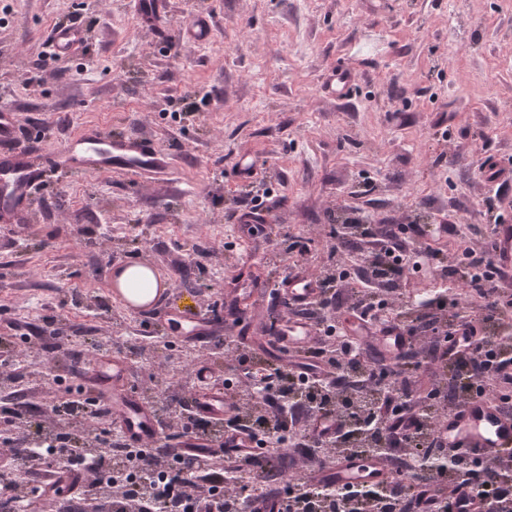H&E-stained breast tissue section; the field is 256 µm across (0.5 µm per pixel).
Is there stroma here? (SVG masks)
Instances as JSON below:
<instances>
[{
    "label": "stroma",
    "instance_id": "obj_1",
    "mask_svg": "<svg viewBox=\"0 0 512 512\" xmlns=\"http://www.w3.org/2000/svg\"><path fill=\"white\" fill-rule=\"evenodd\" d=\"M99 19L79 58L44 71L36 61L58 19ZM213 20L208 43L164 53L197 12ZM356 74L355 98L322 92L336 65ZM38 83H31L32 74ZM209 94L199 111L195 96ZM14 109L17 144L53 153L87 128L135 133L170 157L167 170L133 179H51L25 227L0 224V336L14 326L59 335L48 359L33 345L22 364L50 412L85 386L89 360L66 345L108 336L127 353L135 387L184 393L188 345L171 357L133 353L157 330L159 310L202 301L225 336V291L246 266L283 275L293 254L310 266L351 209L374 223L484 224L494 193L485 158L512 164V8L504 0H162L142 24L132 0H0V107ZM254 183L275 189L266 221L232 223L244 195L239 156ZM151 264L176 298L131 318L108 278L130 260Z\"/></svg>",
    "mask_w": 512,
    "mask_h": 512
}]
</instances>
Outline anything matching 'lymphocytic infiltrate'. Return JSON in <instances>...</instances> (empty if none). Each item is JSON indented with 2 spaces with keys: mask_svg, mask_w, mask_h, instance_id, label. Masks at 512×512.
Masks as SVG:
<instances>
[{
  "mask_svg": "<svg viewBox=\"0 0 512 512\" xmlns=\"http://www.w3.org/2000/svg\"><path fill=\"white\" fill-rule=\"evenodd\" d=\"M343 224L344 232L330 246L333 262L313 271L320 294L300 311L319 334L301 350V362L268 363L225 338L224 355L237 361L243 377L230 387L228 415L219 424L196 419L188 404L174 408L161 397L150 398L163 425L193 434L198 448L144 452L130 447L116 430L103 440L98 429L108 409L99 405L36 445L9 449L0 458V496L24 505L34 487L18 482L19 467L44 477L54 464L83 470L87 486L112 512H242L247 500L271 495L266 485L254 482L262 464L267 475L292 485L288 494L279 495L278 512H333L337 504L342 512H387L389 505L376 487L362 485L339 494L308 482L307 470L347 455L370 454L379 436L403 444L411 459L436 458L447 448L438 433L440 422L473 393L511 402L512 347L494 349L488 340L491 322L512 308V273L497 265L485 247L465 249L462 259L449 264L442 249L422 245L426 231L421 224L412 225L407 236L391 225L372 223L364 213L346 216ZM420 272L433 280H452L453 287L422 300L425 313L416 320L401 310L410 304L406 286ZM344 305L364 326L392 322L423 345L433 338L453 339V366L472 373L478 389L465 382L447 393L437 385L425 396L405 400L388 370L362 356L347 334L339 315ZM0 348L9 354L0 390L14 397L9 422L22 432L30 423L24 398L30 382L18 369L23 352L10 336L0 339ZM319 414L337 422L329 438L310 428ZM284 432L292 447L307 451L291 473L283 469L281 454L261 460L225 444L231 433L263 446ZM103 455L112 460L108 479L98 468ZM464 485L485 502L486 512H512V457L483 464L481 473L465 478L449 464L426 478L391 482L406 512H463L456 493Z\"/></svg>",
  "mask_w": 512,
  "mask_h": 512,
  "instance_id": "lymphocytic-infiltrate-1",
  "label": "lymphocytic infiltrate"
}]
</instances>
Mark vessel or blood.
<instances>
[{
    "mask_svg": "<svg viewBox=\"0 0 512 512\" xmlns=\"http://www.w3.org/2000/svg\"><path fill=\"white\" fill-rule=\"evenodd\" d=\"M87 40L83 28L64 25L51 30L50 49L56 56L69 59ZM17 134L16 112L0 109V220L12 224L25 223L33 195L46 186L52 166L74 168L91 175L110 173L113 165L120 164L135 175L159 167L164 160L152 141L119 136L104 129L91 128L68 138L58 152L44 158L36 157L28 150L12 148ZM494 259L512 269V224L497 225ZM277 291L280 296L300 304L315 297L318 288L312 273L297 270L279 282ZM227 304L233 313L226 316V327L229 333L236 335L240 327L234 322L235 315H242L245 322L254 323V314L261 308L263 299L251 289L239 288ZM254 325L257 339L272 337L273 349L283 354L302 349L315 339L314 329L301 320L278 323L271 328L264 324ZM161 330L181 336L188 342L204 344L215 333V321L208 312H187L172 305L166 312ZM357 341L364 350L388 362L398 360L409 344L408 337L396 332L379 336L364 333ZM91 363L94 367L91 386L97 399L109 408L111 422L122 429L132 446H153L160 439L162 429L153 408L129 382L126 356L120 352L99 353L93 355ZM226 409L227 399L220 386L200 390L191 402L194 415L213 422L223 421ZM440 431L456 452L486 462L512 451V418L501 412L498 401L484 396L474 397L459 410L449 413L442 420ZM392 475L390 465L382 458L351 456L342 458L333 467L317 470L312 480L321 487L345 490L364 483L383 485ZM84 480V474L57 469L50 473L47 483L40 486L36 494L37 506L41 512H46L61 491L78 487Z\"/></svg>",
    "mask_w": 512,
    "mask_h": 512,
    "instance_id": "obj_1",
    "label": "vessel or blood"
}]
</instances>
